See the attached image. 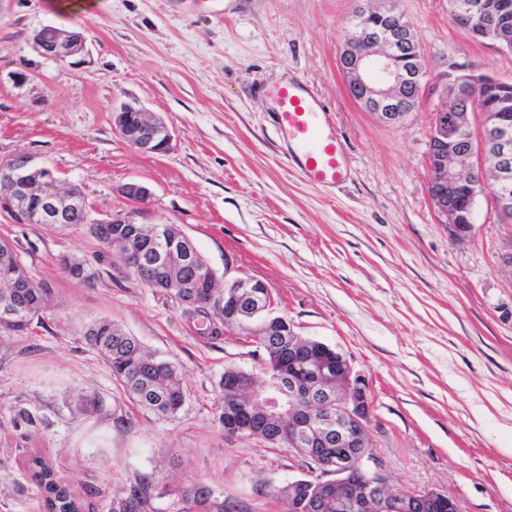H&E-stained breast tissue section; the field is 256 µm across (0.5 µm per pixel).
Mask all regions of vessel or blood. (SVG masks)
<instances>
[{"instance_id": "obj_1", "label": "vessel or blood", "mask_w": 512, "mask_h": 512, "mask_svg": "<svg viewBox=\"0 0 512 512\" xmlns=\"http://www.w3.org/2000/svg\"><path fill=\"white\" fill-rule=\"evenodd\" d=\"M274 122L288 146V156L306 179L329 188L346 175V146L337 135L320 98L303 81L288 79L267 85Z\"/></svg>"}]
</instances>
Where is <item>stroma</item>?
I'll return each mask as SVG.
<instances>
[{"mask_svg": "<svg viewBox=\"0 0 512 512\" xmlns=\"http://www.w3.org/2000/svg\"><path fill=\"white\" fill-rule=\"evenodd\" d=\"M0 0V156L30 155L94 214L122 205L120 185L152 195L144 224H176L217 273L254 277L297 334L342 352L370 388L377 465L393 489L433 488L462 512H512V248L489 194L454 239L428 193L430 129L442 86L466 73L512 82V51L458 27L448 0H380L421 46L431 89L397 124L356 104L338 68L359 0H224L216 20L180 0ZM83 33L89 54L60 63L32 47L45 25ZM26 71L16 85L11 72ZM314 86L347 146L344 184L309 183L288 158L261 94L282 77ZM129 103L164 120L171 148L144 155L113 129ZM8 240L58 298L25 333L0 337V512H43L28 468L39 455L83 505L140 483L151 512H178L188 485L281 512L270 493L314 476L291 448L225 435L217 421L226 367L259 370L238 333L199 334L165 292L97 266L87 286L57 259L88 258L84 227L17 224ZM107 317L179 369L186 393L157 420L124 395L85 339Z\"/></svg>", "mask_w": 512, "mask_h": 512, "instance_id": "obj_1", "label": "stroma"}]
</instances>
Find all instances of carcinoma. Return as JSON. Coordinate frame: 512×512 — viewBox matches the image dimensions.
Wrapping results in <instances>:
<instances>
[{"label":"carcinoma","mask_w":512,"mask_h":512,"mask_svg":"<svg viewBox=\"0 0 512 512\" xmlns=\"http://www.w3.org/2000/svg\"><path fill=\"white\" fill-rule=\"evenodd\" d=\"M87 231L99 245L110 243L107 250L98 251L90 259H72L61 257V268L73 279L91 283L94 276L93 263H99L103 258L113 255L120 257L124 248L121 225L119 224H89ZM16 271L19 275L21 288H14L0 278V303L10 300L25 306L27 312L14 320L0 325V334H19L25 332L34 320L42 317L44 310L52 302L53 292L45 283L36 282L31 278L28 266L21 260L13 246L6 241L0 242V275ZM140 282L148 288L166 292L176 301L183 303L185 296L180 288L171 287V283L181 279L194 278L198 288L195 298L187 301L193 304L192 314H201L212 324L211 338L215 339L227 331L238 330L259 350L265 353L266 370L275 375L281 369V361L285 354L280 352L272 337L265 335L262 318L256 317L247 321L246 326L238 328L224 322V307L210 304L214 293L224 292L219 284L215 270L206 259L195 253L193 265L182 269L173 265L166 281H156L145 269L139 273ZM97 334L87 337L88 342L95 347L108 361L113 377L121 384L125 394L136 405L151 412L157 418L168 420L175 417L185 402V391L182 386L178 369L167 362L161 361L145 350L141 343L118 324L101 319L93 323ZM33 476L43 495L45 512H81L80 505L72 498L68 484L57 477L54 470L38 457L30 460ZM299 493L295 484H286L276 489V495L284 506V512H336L328 503V497L336 493L333 488L322 487L316 498L308 500L303 508L295 511L289 504V498ZM149 486L138 485L128 490H121L112 497L110 512H148L150 509ZM183 507L180 512H242L243 506L220 499L213 494L206 496L195 492V487L185 488L180 492Z\"/></svg>","instance_id":"1"}]
</instances>
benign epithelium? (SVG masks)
Masks as SVG:
<instances>
[{
  "label": "benign epithelium",
  "mask_w": 512,
  "mask_h": 512,
  "mask_svg": "<svg viewBox=\"0 0 512 512\" xmlns=\"http://www.w3.org/2000/svg\"><path fill=\"white\" fill-rule=\"evenodd\" d=\"M342 34L343 48L339 69L346 80L350 97L365 111L384 123L400 121L423 98L425 59L409 26L397 20L388 9L361 7ZM458 26L473 31L482 39L502 48L507 42L508 26L504 14L486 13L474 2L455 14ZM32 46L40 55L53 60L83 57L86 42L77 32L56 29L52 36L38 30ZM496 95L501 105L484 107L480 93ZM448 103L439 109L441 122L434 125L433 144L438 155L431 162L428 184L438 213L458 230L460 240L472 223L476 199L492 185L495 205L512 202V111L508 107V86L495 88L484 74L456 76L444 88ZM116 132L142 154L169 149L174 136L160 119L151 118L144 109L123 104L112 113ZM0 170L10 177L7 193H0V206L20 224H75L83 216L84 224H130V242L123 253V268L132 275L143 265L145 242L139 236L138 217L150 190L140 182L122 186L128 207L95 217L87 211L83 194L59 187L54 172L33 163L27 154L0 157ZM469 191L464 201L457 200L459 190ZM193 264L187 243L178 237L154 249L149 261L154 275L163 279L173 260ZM224 306V318L234 323L265 315L266 335L280 338L293 360L282 367L281 381L266 385L256 407L225 420L224 433L242 435L238 425L246 418L259 427L250 435L268 444L284 439L292 447L305 450L310 459L322 458L321 483L336 487L331 504L336 509L362 512L372 507L378 512H417L428 500L443 501L445 492L415 489L411 496L392 492L386 478L371 467L370 392L365 376L340 352L336 364L319 363L307 368L294 359L309 342L299 340L288 318L276 314L270 289L260 280L238 277L224 282V293L216 297ZM258 378L253 371L240 370L226 391L235 396L233 408H239L237 396L253 389Z\"/></svg>",
  "instance_id": "obj_1"
}]
</instances>
